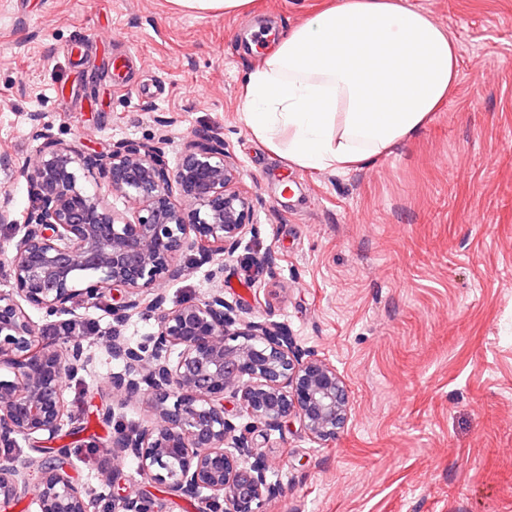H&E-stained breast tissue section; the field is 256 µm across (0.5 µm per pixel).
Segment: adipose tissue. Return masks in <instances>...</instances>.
<instances>
[{
	"instance_id": "ef3b65f1",
	"label": "adipose tissue",
	"mask_w": 512,
	"mask_h": 512,
	"mask_svg": "<svg viewBox=\"0 0 512 512\" xmlns=\"http://www.w3.org/2000/svg\"><path fill=\"white\" fill-rule=\"evenodd\" d=\"M448 30L405 0H329L242 85L253 136L304 169L368 165L414 137L458 78Z\"/></svg>"
}]
</instances>
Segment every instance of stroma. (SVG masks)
Wrapping results in <instances>:
<instances>
[{
	"mask_svg": "<svg viewBox=\"0 0 512 512\" xmlns=\"http://www.w3.org/2000/svg\"><path fill=\"white\" fill-rule=\"evenodd\" d=\"M408 2L454 37L456 88L415 137L334 172L268 150L241 92L255 34L278 40L323 0L203 18L168 0H0V152L31 155L38 120L88 152L162 137L172 163L196 135L237 161L259 234L215 281L184 257L166 305L222 288L241 319L333 365L351 400L327 443L295 424L253 434L278 485L265 512H512V0ZM90 352L60 435L14 451L95 488L115 421L152 414L113 398L123 364Z\"/></svg>",
	"mask_w": 512,
	"mask_h": 512,
	"instance_id": "1",
	"label": "stroma"
}]
</instances>
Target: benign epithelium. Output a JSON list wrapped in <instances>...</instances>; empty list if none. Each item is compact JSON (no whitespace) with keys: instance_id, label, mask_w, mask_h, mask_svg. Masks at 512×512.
<instances>
[{"instance_id":"benign-epithelium-1","label":"benign epithelium","mask_w":512,"mask_h":512,"mask_svg":"<svg viewBox=\"0 0 512 512\" xmlns=\"http://www.w3.org/2000/svg\"><path fill=\"white\" fill-rule=\"evenodd\" d=\"M32 140L30 156L0 154V170L20 168L31 201L20 212L10 194L0 195V226L24 229L0 240L10 283L0 291V370H7L0 377V442L10 448L62 430L64 381L89 363L88 333L65 327L83 320L80 297L113 299L105 347L124 372L112 375L111 387L144 402L153 419L131 431L116 424L95 497L61 463L32 479L27 461L0 453V512L27 499L36 512H164L163 499L126 487L115 456L134 458L142 475L198 499L203 512H261L276 484L251 446L252 431L296 422L313 441H328L347 422L350 394L334 366L306 355L279 326L236 327V309L219 288L164 308L158 287L182 276L183 257L213 262L255 233L237 162L223 142L208 139L186 140L171 169L163 139L118 140L105 153L86 155L37 124ZM82 170L97 171L95 188L81 183ZM114 196L128 209H112ZM27 305L41 311L43 323L31 320ZM153 313L156 324L143 343L121 341L120 327L132 316ZM228 393L247 419L240 427L225 406Z\"/></svg>"}]
</instances>
